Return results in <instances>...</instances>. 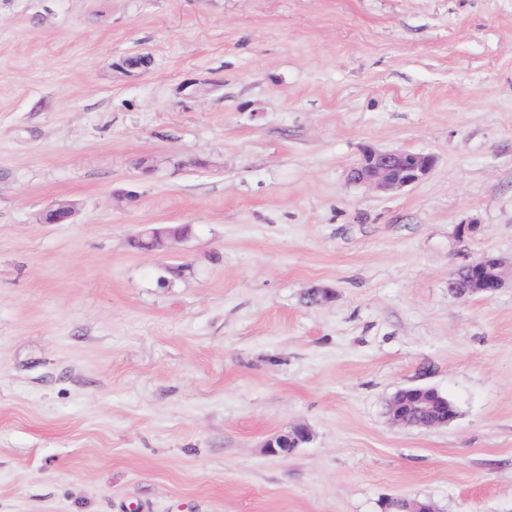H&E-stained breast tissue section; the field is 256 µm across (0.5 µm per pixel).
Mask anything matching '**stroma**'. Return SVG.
<instances>
[{
  "mask_svg": "<svg viewBox=\"0 0 512 512\" xmlns=\"http://www.w3.org/2000/svg\"><path fill=\"white\" fill-rule=\"evenodd\" d=\"M389 149L434 167L350 180ZM482 255L512 0H0V512H512V285L448 290ZM413 385L457 420L392 423ZM432 156L411 151H369L364 162L351 172V179L390 193L422 181L432 170ZM310 440V435L307 429L303 427H296L287 430L277 436L275 439L268 442L266 448L269 449L271 454H287L294 448L299 447Z\"/></svg>",
  "mask_w": 512,
  "mask_h": 512,
  "instance_id": "1",
  "label": "stroma"
}]
</instances>
